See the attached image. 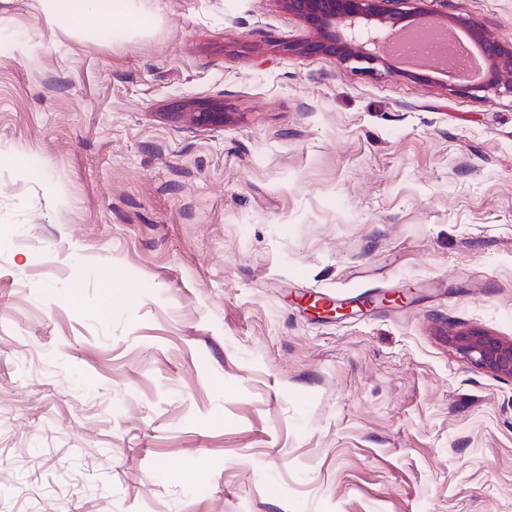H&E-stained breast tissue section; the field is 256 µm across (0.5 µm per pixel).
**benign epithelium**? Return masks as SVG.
Here are the masks:
<instances>
[{
  "instance_id": "obj_1",
  "label": "benign epithelium",
  "mask_w": 512,
  "mask_h": 512,
  "mask_svg": "<svg viewBox=\"0 0 512 512\" xmlns=\"http://www.w3.org/2000/svg\"><path fill=\"white\" fill-rule=\"evenodd\" d=\"M288 12L305 25L308 36L289 45L294 55L329 56L343 64H355L370 74H397L383 50L391 31L407 34L425 24L461 28L476 54L456 74L466 80L459 92L472 97L480 93L512 97V41L491 38L482 23L444 13L428 18L422 13H401L390 8L393 0H283ZM184 116L199 124H222L224 113L205 107ZM449 346L473 366L512 382V338L481 330L460 331L448 337Z\"/></svg>"
}]
</instances>
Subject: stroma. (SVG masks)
Returning a JSON list of instances; mask_svg holds the SVG:
<instances>
[{
	"mask_svg": "<svg viewBox=\"0 0 512 512\" xmlns=\"http://www.w3.org/2000/svg\"><path fill=\"white\" fill-rule=\"evenodd\" d=\"M133 6L0 0V512H512V383L448 345L512 337V98L288 54L282 0ZM131 0H43L55 20L87 38L124 42L131 36L127 22ZM100 293L102 296V305L100 314L108 317L112 312L114 304H128L132 302L136 296L134 288H120L112 278V274H107L101 281Z\"/></svg>",
	"mask_w": 512,
	"mask_h": 512,
	"instance_id": "35a3bbf8",
	"label": "stroma"
}]
</instances>
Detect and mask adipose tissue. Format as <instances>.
<instances>
[{
	"label": "adipose tissue",
	"mask_w": 512,
	"mask_h": 512,
	"mask_svg": "<svg viewBox=\"0 0 512 512\" xmlns=\"http://www.w3.org/2000/svg\"><path fill=\"white\" fill-rule=\"evenodd\" d=\"M130 0H43L55 20L87 38L123 42L132 29L127 22Z\"/></svg>",
	"instance_id": "adipose-tissue-1"
}]
</instances>
